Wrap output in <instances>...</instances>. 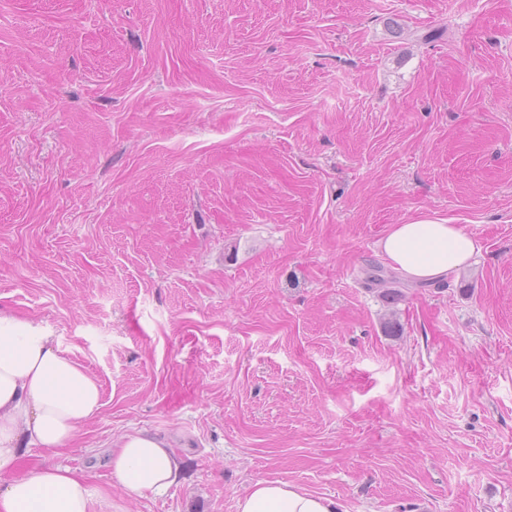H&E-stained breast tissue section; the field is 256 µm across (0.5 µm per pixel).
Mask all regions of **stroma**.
I'll list each match as a JSON object with an SVG mask.
<instances>
[{"label":"stroma","mask_w":512,"mask_h":512,"mask_svg":"<svg viewBox=\"0 0 512 512\" xmlns=\"http://www.w3.org/2000/svg\"><path fill=\"white\" fill-rule=\"evenodd\" d=\"M417 220L478 250L392 302ZM0 309L101 386L21 472L121 512H512V0H0ZM137 429L165 496L104 463ZM374 268H377V267H371L366 271V278H365L366 284L368 286L372 287L371 289L379 287L378 285L392 284V285H394L393 286L394 288H385L384 289L385 296H386V298H389L392 301L400 300L404 296L403 291L401 289L402 287H404V284L399 279H397L395 276H391L390 278H385L382 274H380L383 272L381 269H379V268L374 269ZM372 269H374V272H372L368 275L369 271ZM110 448L106 465L129 497L162 496L178 480L180 467L171 446L156 435L126 433ZM335 500L302 491L282 481H256L238 499V512H342Z\"/></svg>","instance_id":"obj_1"}]
</instances>
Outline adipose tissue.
<instances>
[{"label": "adipose tissue", "mask_w": 512, "mask_h": 512, "mask_svg": "<svg viewBox=\"0 0 512 512\" xmlns=\"http://www.w3.org/2000/svg\"><path fill=\"white\" fill-rule=\"evenodd\" d=\"M407 277L436 281L465 267L477 250L457 225L418 220L393 225L380 242ZM101 407V390L41 323L0 310V512H110L112 494L84 474L47 465L15 475L31 448H63ZM127 496H161L179 477L170 444L146 431L113 442L106 458ZM335 500L282 481H256L237 512H340Z\"/></svg>", "instance_id": "1"}]
</instances>
